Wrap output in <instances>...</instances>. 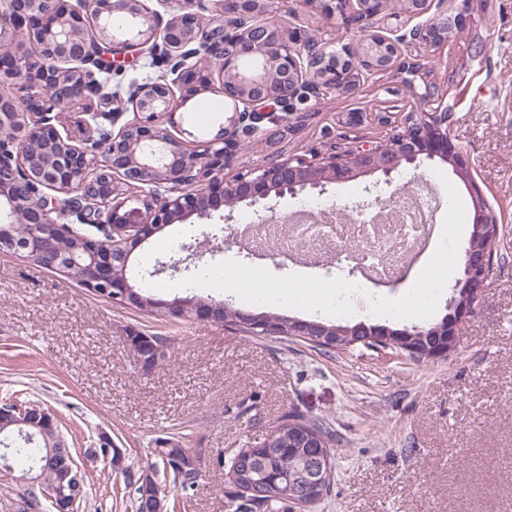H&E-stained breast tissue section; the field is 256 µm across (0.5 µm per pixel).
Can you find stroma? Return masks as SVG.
Masks as SVG:
<instances>
[{
	"label": "stroma",
	"mask_w": 512,
	"mask_h": 512,
	"mask_svg": "<svg viewBox=\"0 0 512 512\" xmlns=\"http://www.w3.org/2000/svg\"><path fill=\"white\" fill-rule=\"evenodd\" d=\"M477 40L429 49L426 72L370 75L354 95L327 94L309 119L268 147L245 143L232 167L240 173L269 153L310 157L330 145L372 142L386 129L340 126L346 112L436 87L451 112V134L472 165L503 228L498 266L473 317L462 327L456 352L434 363L390 360L364 348L324 355L299 342L244 337L207 321H167L125 309L75 281L18 256L0 254V400L40 403L88 474L92 491L79 512H126L123 476L94 448L123 449L132 468L152 457L156 440L186 432V448L201 456L204 478L181 512H227L218 453L251 440L260 444L268 422L288 413L320 417L336 432V473L331 494L310 512H512V0H472L467 6ZM278 19L308 35L355 45L361 34L303 0H275ZM207 114L183 107L177 119L194 139L213 137L224 122V97L206 91ZM438 162L403 168L392 184L366 176L331 184L325 198L353 204L386 196L422 175L436 181ZM248 204L220 216L174 223L132 256L141 276L156 272L159 300L188 296L180 282L225 260L246 262L284 276L332 279L334 264L306 266L245 257L237 246L199 253L201 231L225 237ZM183 260L184 271L165 269ZM170 336L171 358L143 371L132 333Z\"/></svg>",
	"instance_id": "1"
}]
</instances>
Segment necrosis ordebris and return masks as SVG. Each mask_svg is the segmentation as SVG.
Listing matches in <instances>:
<instances>
[{
    "label": "necrosis or debris",
    "mask_w": 512,
    "mask_h": 512,
    "mask_svg": "<svg viewBox=\"0 0 512 512\" xmlns=\"http://www.w3.org/2000/svg\"><path fill=\"white\" fill-rule=\"evenodd\" d=\"M321 202L308 200L294 210L288 227H254L241 247L318 265L341 258L361 279L386 284L400 277L421 253L433 229L434 201L427 189L395 197L389 204L353 212L343 221L320 216Z\"/></svg>",
    "instance_id": "necrosis-or-debris-1"
}]
</instances>
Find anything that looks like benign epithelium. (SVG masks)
I'll return each instance as SVG.
<instances>
[{
	"label": "benign epithelium",
	"mask_w": 512,
	"mask_h": 512,
	"mask_svg": "<svg viewBox=\"0 0 512 512\" xmlns=\"http://www.w3.org/2000/svg\"><path fill=\"white\" fill-rule=\"evenodd\" d=\"M433 0H404L400 12L388 0H315L324 14L340 15L363 32L356 49L314 36H302L273 14V0H181L176 14H164L144 0H0V253L45 262L77 280L89 292L121 307L143 305L132 294L129 263L133 252L162 227L196 216H212L240 202L253 206L270 196H294L330 183H347L379 173L385 178L422 159L439 160L467 186L473 211L470 246L464 249L462 277L448 302V317L420 336H440L431 355L443 357L462 326L474 315L493 274L492 212L472 175L469 158L448 130V106L431 88L410 105L403 123L382 113L376 123L391 128L372 144L332 145L311 159L272 158L228 180L224 170L247 139L269 143L307 113L304 105L329 91L353 93L364 77L393 70L416 72L424 55L403 56V48L437 47L451 31L470 28L467 11L449 18L430 14ZM422 22L402 32L401 17ZM39 39L37 61L24 44ZM112 49L121 57L138 54L153 66L173 68L170 76L129 86L127 105L95 110L86 87L75 93L67 72L82 73ZM204 56L213 64L201 69ZM219 84L224 124L205 141L176 137L177 112L195 90ZM84 101L77 116L82 139L61 132L60 115ZM107 122L118 126L91 157L86 144ZM51 190L66 195L58 200ZM77 196H71V193ZM154 305L169 318L221 322L216 309L177 297ZM238 325L267 327L263 315L239 312ZM390 336L384 326L359 324L336 331L323 323L294 319L290 336ZM139 364L150 370L162 349L143 339ZM52 422L37 404L0 403V422L29 426ZM149 512H168L167 499L153 491L154 476L144 471ZM81 472L70 469L43 491L53 512H76L84 493Z\"/></svg>",
	"instance_id": "1"
}]
</instances>
